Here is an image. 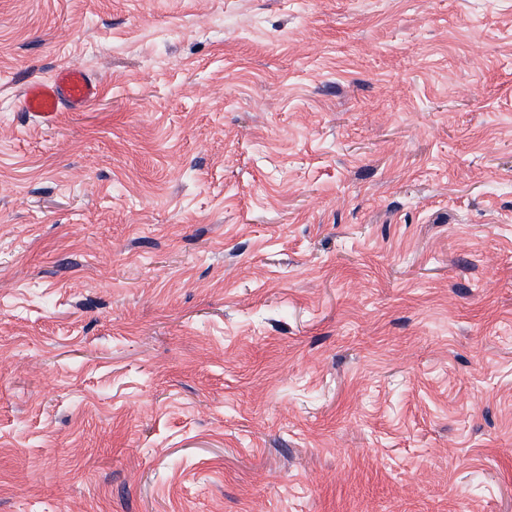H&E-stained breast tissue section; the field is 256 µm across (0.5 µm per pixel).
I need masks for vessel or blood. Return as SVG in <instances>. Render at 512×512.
<instances>
[{"mask_svg": "<svg viewBox=\"0 0 512 512\" xmlns=\"http://www.w3.org/2000/svg\"><path fill=\"white\" fill-rule=\"evenodd\" d=\"M100 83L78 66L59 70L51 79L30 82L23 91V105L37 116L52 119L59 112H75L96 101Z\"/></svg>", "mask_w": 512, "mask_h": 512, "instance_id": "vessel-or-blood-1", "label": "vessel or blood"}]
</instances>
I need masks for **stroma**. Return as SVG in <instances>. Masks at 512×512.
I'll return each mask as SVG.
<instances>
[{"instance_id":"1","label":"stroma","mask_w":512,"mask_h":512,"mask_svg":"<svg viewBox=\"0 0 512 512\" xmlns=\"http://www.w3.org/2000/svg\"><path fill=\"white\" fill-rule=\"evenodd\" d=\"M0 512H512V0H0ZM102 93L101 84L80 66L59 70L49 80L30 82L23 91V105L38 117L51 120L58 112L81 111Z\"/></svg>"}]
</instances>
